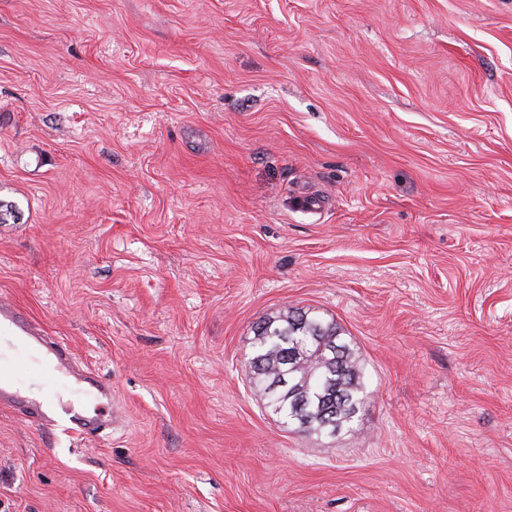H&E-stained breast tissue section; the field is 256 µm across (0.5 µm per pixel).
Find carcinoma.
<instances>
[{
    "label": "carcinoma",
    "instance_id": "carcinoma-1",
    "mask_svg": "<svg viewBox=\"0 0 512 512\" xmlns=\"http://www.w3.org/2000/svg\"><path fill=\"white\" fill-rule=\"evenodd\" d=\"M253 348L245 371L275 414L287 420L299 406L307 432L353 428L367 401L364 366L336 323L290 308L256 324ZM295 367L308 385H288V370Z\"/></svg>",
    "mask_w": 512,
    "mask_h": 512
}]
</instances>
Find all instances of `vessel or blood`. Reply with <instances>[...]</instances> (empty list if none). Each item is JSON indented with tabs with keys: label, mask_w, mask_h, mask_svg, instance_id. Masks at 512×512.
<instances>
[{
	"label": "vessel or blood",
	"mask_w": 512,
	"mask_h": 512,
	"mask_svg": "<svg viewBox=\"0 0 512 512\" xmlns=\"http://www.w3.org/2000/svg\"><path fill=\"white\" fill-rule=\"evenodd\" d=\"M16 343L40 358L41 371L50 380L67 375L70 368V352L57 346H47L41 330L25 314L9 302H0V345ZM17 364L0 361V407L17 411L44 426L56 425L59 420L70 421L76 433L100 435L111 431L118 421L112 412V385L93 371H85L81 378L90 385L100 406L87 410L71 401L62 400L57 394L41 397L27 394L19 385Z\"/></svg>",
	"instance_id": "obj_1"
}]
</instances>
